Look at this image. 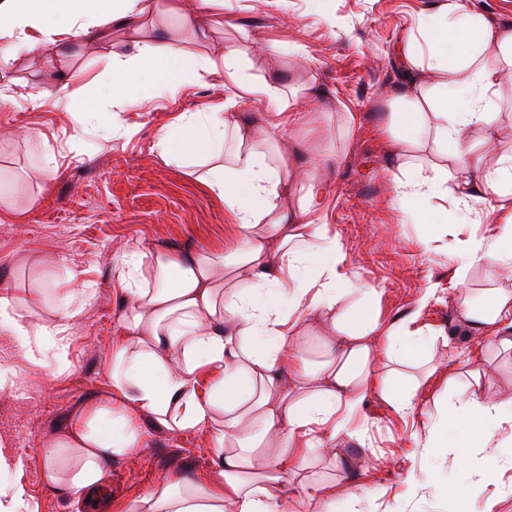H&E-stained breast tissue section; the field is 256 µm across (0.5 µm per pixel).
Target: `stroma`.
Listing matches in <instances>:
<instances>
[{"label":"stroma","instance_id":"stroma-1","mask_svg":"<svg viewBox=\"0 0 512 512\" xmlns=\"http://www.w3.org/2000/svg\"><path fill=\"white\" fill-rule=\"evenodd\" d=\"M442 0H224V22L212 40L233 43L238 29L256 34L252 72L280 76L322 91L312 100L315 121L286 129L338 155L332 195L322 223L348 255L346 274L376 289L382 321L409 314L428 291L436 297L416 328L434 338L431 362L413 368L419 381L407 409L368 401L349 439L366 488L383 490L342 504V512H512V454L430 447L434 423L457 414L470 394L486 399L512 393V353L485 341L470 349L453 317L459 243L490 235L497 221L478 205L465 224L431 226L404 217L394 201L383 99L403 84L396 49ZM120 36L54 56L56 79L24 57L0 73V186L14 211L0 214V296L38 294L34 321L58 319L65 291L82 296L62 344L67 365L57 369L24 358L19 342L0 327V371L14 379L0 390V512H10L13 485L22 482L36 512H80L81 502L50 484L47 453L69 422L112 394V344L123 335L114 270L133 246L180 255L228 251L237 242L223 201L201 182L202 167L161 157L156 142L180 112H202L220 91L212 76L195 73L178 95L139 92L137 110L112 116L101 102L112 88L109 53L123 52ZM125 130L113 137V122ZM53 152L55 173L31 174ZM136 452L109 464L110 504L102 512L150 495L174 476L199 477L210 468L205 434L172 432L139 417Z\"/></svg>","mask_w":512,"mask_h":512}]
</instances>
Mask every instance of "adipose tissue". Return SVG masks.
Instances as JSON below:
<instances>
[{
  "label": "adipose tissue",
  "mask_w": 512,
  "mask_h": 512,
  "mask_svg": "<svg viewBox=\"0 0 512 512\" xmlns=\"http://www.w3.org/2000/svg\"><path fill=\"white\" fill-rule=\"evenodd\" d=\"M197 3L188 12L183 0H0V72L19 50L47 54L85 35L93 11L101 37L128 34L131 54L113 58L116 73L174 94L185 71L220 72L229 90L209 111L181 114L156 148L165 156L176 136L189 139L195 160L208 166L205 186L234 218L237 245L189 257L138 248L125 256L115 275L124 334L112 348V397L71 423L72 453L51 452L48 479L74 496L99 492L111 458L138 448V417L146 413L170 431L206 432L211 467L199 478L162 483L131 512H284L290 494L339 512L324 486L309 481V459L326 453L344 464L346 497L356 499L363 488L336 442L373 394L404 408L399 367L427 355L431 339L409 322L381 321L373 289H357L346 277L347 255L319 218L326 183L312 177L294 186L292 172L264 151L282 138L281 125L247 118L262 103L289 121H311V113L293 109L298 88L250 74L248 31L235 47L210 45L200 19L222 13L224 0ZM166 15L181 25L161 39L155 28ZM399 51L406 82L383 102L389 155L400 173L397 209L408 212L437 195L451 200L460 223L480 202L503 209L512 196V127L501 123L497 97L503 74H512V26L491 22L469 0H444L420 37H408ZM427 147L435 157L424 164ZM458 257L462 276L480 262L511 269L512 223L462 243ZM356 292L364 305L333 319ZM456 309L468 335L512 351V290L491 292L478 307L460 295ZM319 317L329 321L328 336L321 361L311 365L290 339ZM2 322L36 361L57 346L64 321L33 322L1 295ZM203 369L215 377L205 396L196 388ZM506 419L512 398L477 403L457 414L449 441L462 451L492 447V428Z\"/></svg>",
  "instance_id": "ef3b65f1"
}]
</instances>
